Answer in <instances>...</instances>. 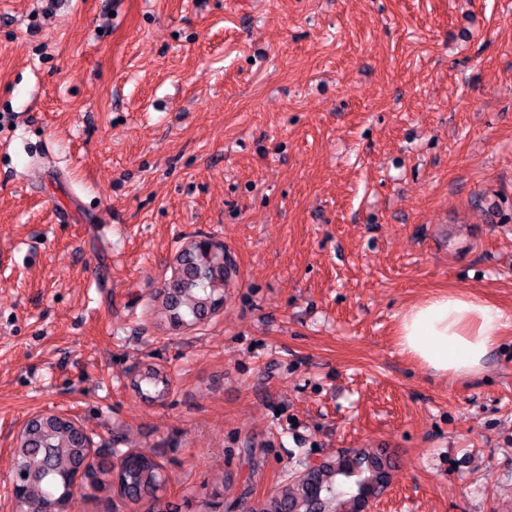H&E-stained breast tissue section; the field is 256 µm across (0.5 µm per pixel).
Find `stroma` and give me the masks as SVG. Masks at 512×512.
Here are the masks:
<instances>
[{"label":"stroma","mask_w":512,"mask_h":512,"mask_svg":"<svg viewBox=\"0 0 512 512\" xmlns=\"http://www.w3.org/2000/svg\"><path fill=\"white\" fill-rule=\"evenodd\" d=\"M201 239L224 303L159 328ZM448 290L512 312V0H0V512L45 412L181 512L344 448L397 455L370 512H512V335L467 384L396 346ZM166 378L156 369L147 368L132 382L133 389L145 399L162 398L167 390ZM120 456H125V465L117 478L118 496L132 509H135L148 496L151 499H157L156 494L163 489L165 480L156 456L151 452L112 449V457ZM124 460L121 458L112 460L113 481L116 470L122 468Z\"/></svg>","instance_id":"stroma-1"}]
</instances>
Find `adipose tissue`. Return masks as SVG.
Masks as SVG:
<instances>
[{
	"label": "adipose tissue",
	"mask_w": 512,
	"mask_h": 512,
	"mask_svg": "<svg viewBox=\"0 0 512 512\" xmlns=\"http://www.w3.org/2000/svg\"><path fill=\"white\" fill-rule=\"evenodd\" d=\"M512 330V313L472 294L441 293L409 307L398 324V346L425 369L473 381Z\"/></svg>",
	"instance_id": "obj_1"
}]
</instances>
